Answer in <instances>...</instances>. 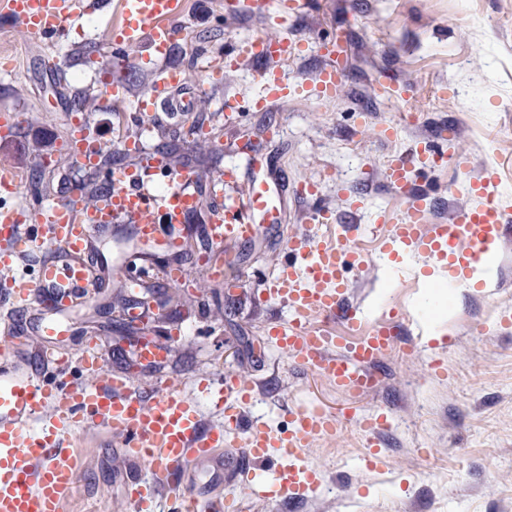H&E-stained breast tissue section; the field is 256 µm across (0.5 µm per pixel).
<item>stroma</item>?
Here are the masks:
<instances>
[{"label": "stroma", "mask_w": 512, "mask_h": 512, "mask_svg": "<svg viewBox=\"0 0 512 512\" xmlns=\"http://www.w3.org/2000/svg\"><path fill=\"white\" fill-rule=\"evenodd\" d=\"M104 2L103 12L74 15L55 41L29 36L0 10V114L20 117L0 137V168L30 179L46 173L55 185L52 200L77 197L86 171L71 142L81 118L97 147L144 169L154 191L165 182L151 163L167 141L206 157L203 166L171 165L190 174L194 190L234 166L241 173L237 194L255 180L283 185L286 194L281 223L267 225L252 243L222 246L217 278L202 272L210 245L201 228L211 206L199 207L181 230L183 282L163 270L168 249L140 242L134 225L98 232L94 265L108 272L104 286L67 311L47 301L40 308L44 322L68 327L54 343L55 358L72 364L94 346L105 372L137 387L177 386L212 424L224 420L220 388L227 376L253 387L249 421L280 428L291 409L311 404L333 413L338 433L315 438L307 450L323 476L316 495L274 501L245 482L208 484L210 494H233L241 512H512V329L498 327L500 315L512 311V243L493 247L478 272L463 274L410 249L382 247L371 233L378 211L397 214L405 206L384 179L388 164L450 125L454 146L430 173L439 190L433 222L448 221L469 202V183L486 168L497 172V200L512 213V0H316L285 24L303 49L280 67L288 80L312 82L328 61L325 39L336 38L347 50L343 89L333 100L296 95L263 110L254 106L260 63L239 62L215 81L208 73L234 42L267 33L264 11L238 18L226 14V0H182L183 35L167 57L132 46L118 61L112 39L122 17L117 0ZM165 65L182 69L186 86L196 89L193 111L160 109L148 121L135 120L136 100ZM108 76L122 85L120 94L108 93ZM394 80L408 87L407 100L387 93ZM228 98L243 109L239 121L224 116ZM194 126L202 135L185 140ZM383 126L396 127V137L380 136ZM254 143L269 154V169H252ZM462 153L470 158L465 169L455 163ZM303 183L315 184L317 193L294 197L292 188ZM318 209L333 212L349 244L371 256L352 276L348 303L365 324H394L400 336L362 395L339 390L266 338L268 323L287 321L289 308L265 301V282L289 236L308 231ZM131 261L168 302L162 324L156 309L134 307L140 325L159 333L166 350L159 366L130 359L118 318L92 312L127 283L111 276L113 263ZM372 412L389 419L376 437L385 460L379 468L366 466L358 433L359 420ZM71 441L79 466L64 512H130L131 482L149 478L144 466L126 459L119 437L100 427L88 426Z\"/></svg>", "instance_id": "1"}]
</instances>
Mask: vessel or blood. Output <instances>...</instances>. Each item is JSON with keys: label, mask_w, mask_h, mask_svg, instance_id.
Here are the masks:
<instances>
[{"label": "vessel or blood", "mask_w": 512, "mask_h": 512, "mask_svg": "<svg viewBox=\"0 0 512 512\" xmlns=\"http://www.w3.org/2000/svg\"><path fill=\"white\" fill-rule=\"evenodd\" d=\"M100 0H0V8L13 15L35 38L63 37L68 20L79 12L98 9ZM308 0H276L271 32L240 42L238 58L260 62L262 96L273 101L303 92L332 98L340 91L343 72L336 65L319 71L313 84L288 81L279 67L300 48V42L282 34L288 18L300 15ZM124 21L113 35L114 50L147 44L151 54L168 55L179 38L177 20L182 0H120ZM183 85L180 68L159 70L151 88L139 99L135 117L151 118L167 94ZM428 153L404 151L385 171L390 187L404 194L406 207L399 217L379 213L376 231L389 245L416 248L437 266L466 270L490 246L512 239V216L496 201L498 177L485 171L470 186L476 205L459 209L444 224L427 223L431 198L415 191L418 175L429 167ZM107 187L90 209L71 202L41 203L31 213L0 207V267L11 268L16 258L47 245L70 256L69 261L48 262L36 277H12L7 286L13 302L28 308L52 289V303L65 308L91 286L88 272L77 260L95 233L115 224L135 225L142 241H154L162 225L184 223L197 209L199 197L190 179L169 174L168 189L150 192L139 170L124 168L108 174ZM240 177L225 169L212 183V193L224 204L214 211L206 227L213 247L235 241L247 244L276 220L277 209L269 188L253 183L247 196L236 195ZM332 214L318 209L310 217L315 231L289 239L285 258L269 282L267 300H284L291 316L274 321L267 335L298 364L317 369L337 387L362 394L375 385L372 369L380 356L397 342L393 325L383 323L364 330L357 311L345 303L350 288L349 267L367 266V255L352 252L344 237L320 233L333 223ZM339 318L350 328L337 336L314 326L316 317ZM38 367L20 361L13 341L0 342V512H62L75 485L77 462L70 435L87 425H101L121 440L125 456L145 465L151 481L135 483L131 512H152L159 491L173 500V512H237L232 495L201 497L190 488V478L205 466L225 481L255 480L256 464L268 467L264 485L268 498H303L321 484L319 470L306 457L313 439L335 435V415L320 407L297 408L288 428L245 421L243 413L251 388L235 377L224 380V422H204L195 404L180 389L163 384L133 388L124 376H102V362L87 352L77 363L83 384L71 380L72 369L61 366L50 347L38 353ZM241 447L240 455H221V447Z\"/></svg>", "instance_id": "obj_1"}]
</instances>
